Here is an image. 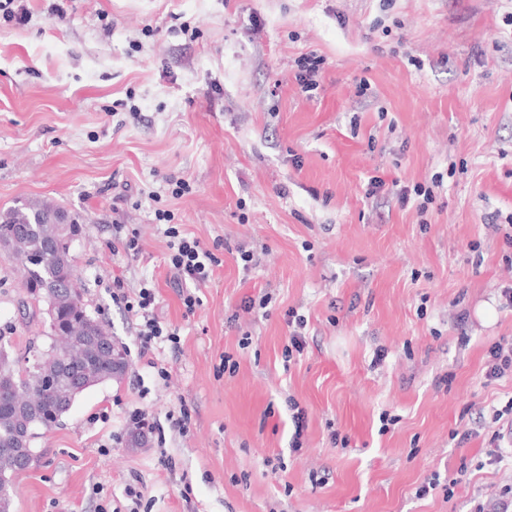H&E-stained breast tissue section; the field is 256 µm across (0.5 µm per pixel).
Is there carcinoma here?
<instances>
[{"mask_svg":"<svg viewBox=\"0 0 512 512\" xmlns=\"http://www.w3.org/2000/svg\"><path fill=\"white\" fill-rule=\"evenodd\" d=\"M58 208L47 203H22L0 210V235L13 234L16 244L13 251L26 259L28 265L25 291L27 298L36 302L45 300L48 310L56 316V325L69 327L73 341L86 339L93 343L114 345L112 335L91 317L84 307L67 302L61 290L72 288L80 291L78 275L72 272L70 242L75 227L67 234L59 232L52 223ZM78 368L91 372L92 384L121 379L127 369L126 360H112V350L104 352L88 348L83 353ZM10 386V393L0 396V451L11 454L18 447V437L38 427L46 430L58 424L65 413L62 399L71 392L67 373L55 375L54 386L40 389L41 373L34 368L17 370L8 355L0 349V380Z\"/></svg>","mask_w":512,"mask_h":512,"instance_id":"1","label":"carcinoma"}]
</instances>
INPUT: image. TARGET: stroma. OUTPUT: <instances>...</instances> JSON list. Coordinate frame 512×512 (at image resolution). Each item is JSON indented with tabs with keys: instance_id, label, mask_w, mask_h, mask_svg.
Masks as SVG:
<instances>
[{
	"instance_id": "stroma-1",
	"label": "stroma",
	"mask_w": 512,
	"mask_h": 512,
	"mask_svg": "<svg viewBox=\"0 0 512 512\" xmlns=\"http://www.w3.org/2000/svg\"><path fill=\"white\" fill-rule=\"evenodd\" d=\"M511 13L512 0L1 10L0 208L47 200L76 219L83 303L129 363L38 429L11 512H469L511 482L510 465L477 468L479 441L451 439L472 425L464 409L512 396V378L483 374L485 349L512 340L508 248L484 230L490 214L512 215ZM305 53L325 60L308 92L293 68ZM438 172L423 214L391 187ZM165 214L218 260L191 314L164 263ZM116 224L140 233L143 253H109ZM242 248L257 265L243 269ZM116 276L152 281L159 319L179 333V349L159 352L168 382L138 355L135 322L110 296ZM23 283L21 259L0 251V348L24 363L52 338L44 312L22 318ZM264 290L266 313L238 316ZM291 308L309 325L288 360ZM292 398L307 413L296 452ZM183 404L184 436L167 421ZM137 408L157 428L133 448ZM385 413L396 424L383 427ZM463 465L454 498L417 497Z\"/></svg>"
}]
</instances>
